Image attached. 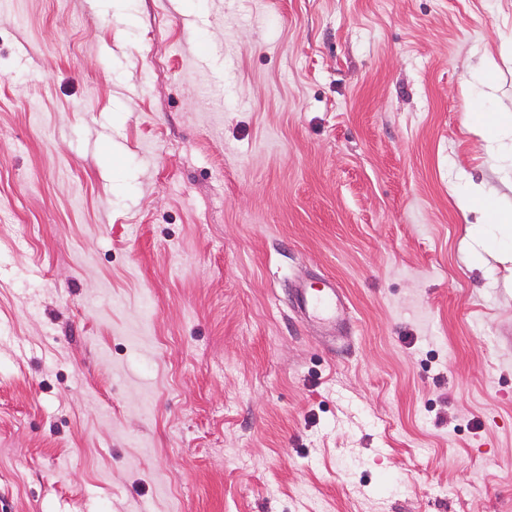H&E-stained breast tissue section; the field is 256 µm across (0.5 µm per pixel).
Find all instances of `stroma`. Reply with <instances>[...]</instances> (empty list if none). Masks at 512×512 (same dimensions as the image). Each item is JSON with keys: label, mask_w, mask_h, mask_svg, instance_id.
Listing matches in <instances>:
<instances>
[{"label": "stroma", "mask_w": 512, "mask_h": 512, "mask_svg": "<svg viewBox=\"0 0 512 512\" xmlns=\"http://www.w3.org/2000/svg\"><path fill=\"white\" fill-rule=\"evenodd\" d=\"M474 187L512 0H0V512H512ZM466 115L468 119L474 124L482 127L486 132L490 141H498L501 137V126L497 122H489L485 120V113L483 109L471 103L466 107ZM295 311L305 320L321 325L325 337L336 338V312L343 309L342 292L331 280L321 282L319 288L304 284L291 291Z\"/></svg>", "instance_id": "stroma-1"}]
</instances>
